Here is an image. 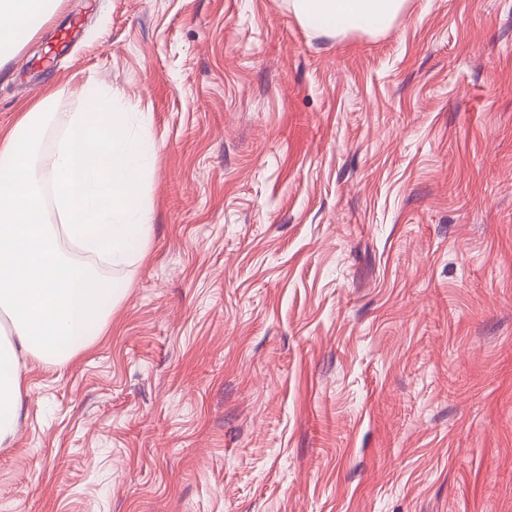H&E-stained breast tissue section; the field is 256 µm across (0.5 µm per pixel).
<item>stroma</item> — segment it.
I'll return each instance as SVG.
<instances>
[{
	"label": "stroma",
	"instance_id": "35a3bbf8",
	"mask_svg": "<svg viewBox=\"0 0 512 512\" xmlns=\"http://www.w3.org/2000/svg\"><path fill=\"white\" fill-rule=\"evenodd\" d=\"M90 82L157 145L147 254L26 359L0 512H512V0H61L0 129ZM297 17L306 23L316 21L326 28L336 24L361 28L368 24L387 28L396 19L406 0H292Z\"/></svg>",
	"mask_w": 512,
	"mask_h": 512
}]
</instances>
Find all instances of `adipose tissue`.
Listing matches in <instances>:
<instances>
[{"label":"adipose tissue","instance_id":"adipose-tissue-1","mask_svg":"<svg viewBox=\"0 0 512 512\" xmlns=\"http://www.w3.org/2000/svg\"><path fill=\"white\" fill-rule=\"evenodd\" d=\"M292 2L303 22L360 28L390 26L405 0ZM59 3L0 0V60L19 51ZM85 94L94 111L72 114L48 153L36 152L49 121L43 104L0 130V446L16 432L26 393L22 357L61 364L89 346L119 300L95 261L133 264L149 232L142 199L156 145L130 135L111 99L92 87ZM66 243L86 262H73Z\"/></svg>","mask_w":512,"mask_h":512}]
</instances>
